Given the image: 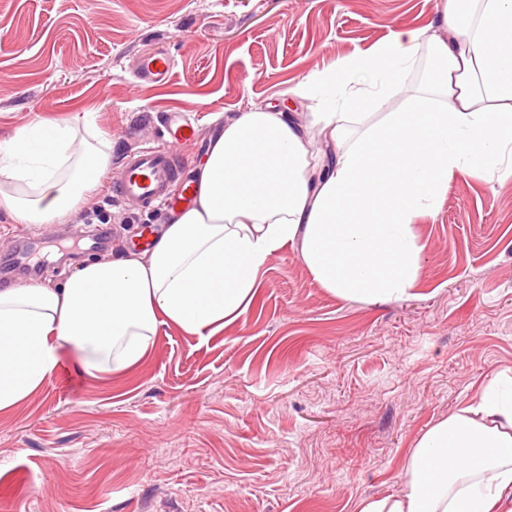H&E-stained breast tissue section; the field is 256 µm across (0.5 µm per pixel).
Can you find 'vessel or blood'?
I'll return each mask as SVG.
<instances>
[{"label":"vessel or blood","mask_w":512,"mask_h":512,"mask_svg":"<svg viewBox=\"0 0 512 512\" xmlns=\"http://www.w3.org/2000/svg\"><path fill=\"white\" fill-rule=\"evenodd\" d=\"M172 66L169 55L154 53L138 59L133 76L140 83H160L168 78ZM167 133L168 138L161 145L140 146L126 153L122 176L114 185L113 193L127 207L175 209L195 198L194 182L181 176L178 150L195 142L198 127L173 114L167 121Z\"/></svg>","instance_id":"1"}]
</instances>
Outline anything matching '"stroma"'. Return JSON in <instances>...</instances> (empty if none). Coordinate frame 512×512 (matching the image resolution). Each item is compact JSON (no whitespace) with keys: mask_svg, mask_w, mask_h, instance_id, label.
<instances>
[{"mask_svg":"<svg viewBox=\"0 0 512 512\" xmlns=\"http://www.w3.org/2000/svg\"><path fill=\"white\" fill-rule=\"evenodd\" d=\"M440 0H0V139L35 115L89 113L112 140L166 138L163 116L197 120L191 172L225 118L283 105L313 71L403 29L435 22ZM164 52L160 84L133 85L139 57ZM96 213L114 258L153 224L111 190L70 224L0 213V268L20 243L37 282L76 270L56 241ZM411 296L347 302L312 277L297 247L274 254L257 295L210 336L160 327L146 358L73 383L50 375L0 410V512H358L399 489L416 439L512 372V180L458 176L435 217Z\"/></svg>","mask_w":512,"mask_h":512,"instance_id":"1","label":"stroma"}]
</instances>
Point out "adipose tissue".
<instances>
[{
	"label": "adipose tissue",
	"mask_w": 512,
	"mask_h": 512,
	"mask_svg": "<svg viewBox=\"0 0 512 512\" xmlns=\"http://www.w3.org/2000/svg\"><path fill=\"white\" fill-rule=\"evenodd\" d=\"M439 14L437 26L397 32L290 86L289 99L318 103L307 123L261 106L226 120L194 203L150 249L85 264L59 287L0 289V410L38 390L62 357L94 377L137 365L160 325L222 329L289 244L341 299L407 297L427 248L415 224L435 214L449 180L512 179V0H445ZM423 47L431 83L383 111ZM87 123L39 116L0 139V208L15 223H70L103 188L112 142L97 131L93 151L76 149ZM315 132L325 148L312 155ZM398 480L399 492L359 512H497L512 499V375L423 432Z\"/></svg>",
	"instance_id": "ef3b65f1"
}]
</instances>
